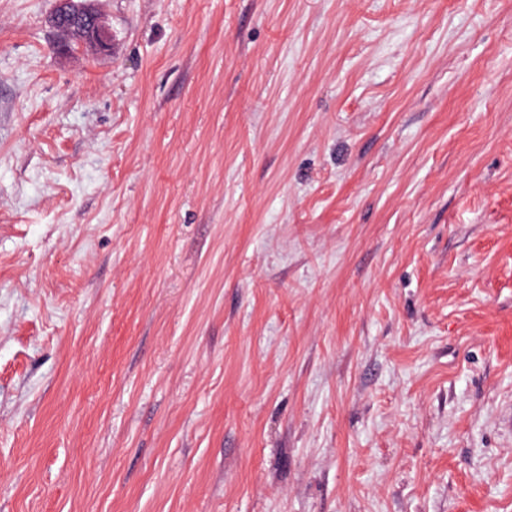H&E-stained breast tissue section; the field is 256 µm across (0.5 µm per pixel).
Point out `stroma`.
Instances as JSON below:
<instances>
[{
    "label": "stroma",
    "instance_id": "35a3bbf8",
    "mask_svg": "<svg viewBox=\"0 0 512 512\" xmlns=\"http://www.w3.org/2000/svg\"><path fill=\"white\" fill-rule=\"evenodd\" d=\"M0 0V512H512V0ZM96 0H56V9L52 17V24L65 36H71L68 32L72 28L71 23L82 25V38L79 43L94 48L99 53L109 52L112 46V29L105 17L95 6Z\"/></svg>",
    "mask_w": 512,
    "mask_h": 512
}]
</instances>
